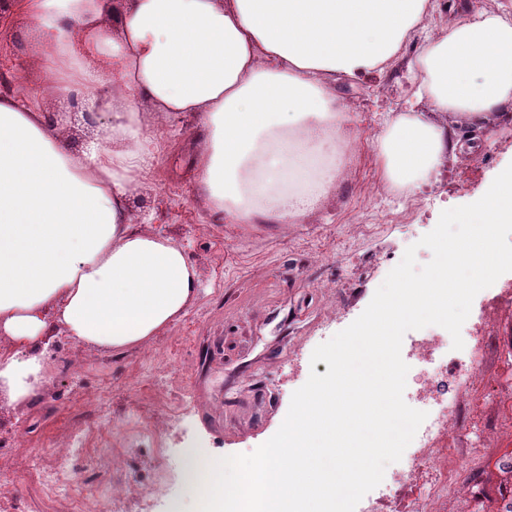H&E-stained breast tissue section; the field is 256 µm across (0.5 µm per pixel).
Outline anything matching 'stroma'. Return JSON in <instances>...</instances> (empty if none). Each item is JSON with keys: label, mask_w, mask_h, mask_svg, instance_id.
<instances>
[{"label": "stroma", "mask_w": 512, "mask_h": 512, "mask_svg": "<svg viewBox=\"0 0 512 512\" xmlns=\"http://www.w3.org/2000/svg\"><path fill=\"white\" fill-rule=\"evenodd\" d=\"M413 37L391 69L358 83L340 81L337 93L350 101L352 130L361 147L341 179L336 196L301 224H228L208 212L197 192L189 160L172 151L133 201L135 208L155 212L158 232L182 245L195 266L200 288L187 315L140 348L122 355L96 352L80 360V345L57 336V351L47 359V392L17 415L25 429L20 444L0 446L13 462L0 489L18 492L20 512H56L44 497L31 468L54 464L56 442L94 413L81 402L92 391L112 414L113 453L125 454L130 473L156 485L148 503L130 501L127 512H172L193 508L180 455L200 443L211 458L248 454L270 439L289 409L292 394L310 373L325 374V362H312L313 350L348 327L366 309L376 289L417 245L418 265L432 253L419 244L443 210L480 199L494 176L512 164V122H496L493 131L472 132L456 125L457 137L473 138V163L465 168L447 161L436 180L422 188L420 205L400 223H379L362 200L366 183L380 181L372 141L384 113L402 111L414 93L416 77L409 62L423 49ZM34 44L22 18L0 27V73L15 78L27 70ZM488 291L473 300L472 312L489 310L501 334L483 363L477 382L463 387L464 403L480 407L487 425L480 486L488 512H495L508 484L499 465L512 458V431L498 429L512 421V307H489ZM339 315L327 316L330 305ZM501 386V397L487 396ZM160 430L158 441L132 453L122 444L130 428Z\"/></svg>", "instance_id": "stroma-1"}]
</instances>
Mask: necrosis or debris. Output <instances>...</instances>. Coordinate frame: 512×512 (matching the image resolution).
<instances>
[{
    "mask_svg": "<svg viewBox=\"0 0 512 512\" xmlns=\"http://www.w3.org/2000/svg\"><path fill=\"white\" fill-rule=\"evenodd\" d=\"M500 330L488 314H480L469 328L467 356L456 365H449L450 334L439 326L429 327L424 334L411 337L409 348L418 361L410 371L416 387L420 410L427 419L418 429L411 446L413 451L396 462L388 477L394 486L414 485V494L407 499H366L358 512H442L448 504V471L445 445L450 426L462 408L457 389L477 381L479 370L491 350L494 336ZM112 427V417L98 411L91 424L75 428L66 442L55 449L56 469L43 476L48 494L62 500L67 512H124L125 498L136 493L150 496L154 487L130 478L124 457L104 461L91 448L93 432ZM97 470L95 480L75 486L67 475L76 461Z\"/></svg>",
    "mask_w": 512,
    "mask_h": 512,
    "instance_id": "1",
    "label": "necrosis or debris"
}]
</instances>
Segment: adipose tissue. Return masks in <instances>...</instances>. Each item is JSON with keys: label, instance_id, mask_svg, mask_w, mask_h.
I'll list each match as a JSON object with an SVG mask.
<instances>
[{"label": "adipose tissue", "instance_id": "adipose-tissue-1", "mask_svg": "<svg viewBox=\"0 0 512 512\" xmlns=\"http://www.w3.org/2000/svg\"><path fill=\"white\" fill-rule=\"evenodd\" d=\"M38 43L36 84L0 91V394L21 406L45 384L51 336L115 354L183 318L198 295L185 249L131 201L192 116L194 179L230 224H297L325 200L352 122L338 80L385 73L425 33L414 93L449 116L387 115L381 176L412 193L512 103V10L473 11L426 32L434 0H17ZM74 99L93 135L42 107ZM148 111H141V104Z\"/></svg>", "mask_w": 512, "mask_h": 512}]
</instances>
